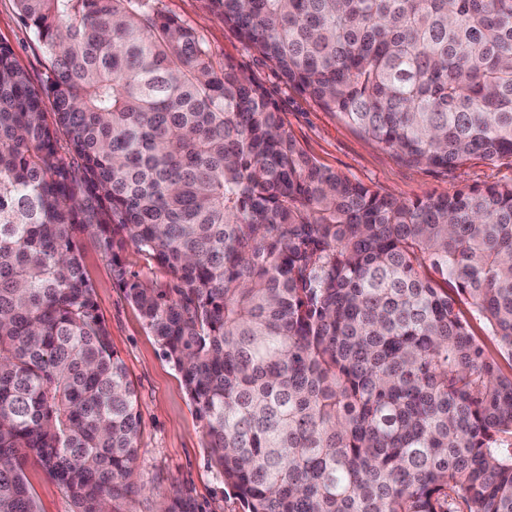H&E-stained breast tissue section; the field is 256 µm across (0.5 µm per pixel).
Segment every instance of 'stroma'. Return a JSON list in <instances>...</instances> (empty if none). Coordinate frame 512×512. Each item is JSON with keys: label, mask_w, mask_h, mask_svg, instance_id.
I'll use <instances>...</instances> for the list:
<instances>
[{"label": "stroma", "mask_w": 512, "mask_h": 512, "mask_svg": "<svg viewBox=\"0 0 512 512\" xmlns=\"http://www.w3.org/2000/svg\"><path fill=\"white\" fill-rule=\"evenodd\" d=\"M155 6L195 28L219 59H228L262 79L284 113L288 129L301 147L326 169L405 199L424 194L448 195L464 186L512 180V161L479 158L448 171L407 164L347 124L337 113L320 108L306 94L284 84L262 58L247 49L209 0H156ZM0 43L10 45L33 80L44 79L48 61L13 0H0ZM81 260L94 288L98 312L113 350L123 360L139 398L142 426L132 487L115 502L114 512H164L168 493L177 488L208 512H242L220 475L208 461L202 423L174 364L166 359L134 305L112 281V268L88 236L80 238ZM23 476L37 512H72L73 505L46 473L38 458L22 451Z\"/></svg>", "instance_id": "1"}]
</instances>
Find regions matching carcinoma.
<instances>
[{
  "label": "carcinoma",
  "instance_id": "cac0c4a2",
  "mask_svg": "<svg viewBox=\"0 0 512 512\" xmlns=\"http://www.w3.org/2000/svg\"><path fill=\"white\" fill-rule=\"evenodd\" d=\"M288 85L414 166L512 158V0H209ZM0 43V512L18 452L74 512L142 425L80 257L174 363L243 512H512V181L407 200L324 169L264 83L153 0H14ZM164 273L128 275L118 242ZM166 512H204L177 491ZM0 43L14 49L19 64L35 82L44 79L48 61L18 15L13 0H0Z\"/></svg>",
  "mask_w": 512,
  "mask_h": 512
}]
</instances>
